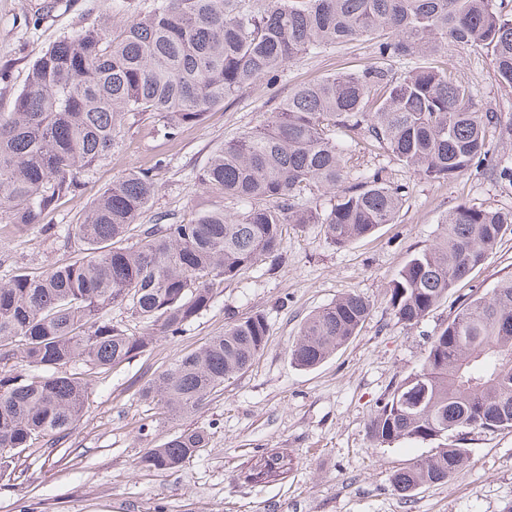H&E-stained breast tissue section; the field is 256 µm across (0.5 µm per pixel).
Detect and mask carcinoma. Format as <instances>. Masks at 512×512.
<instances>
[{"label": "carcinoma", "mask_w": 512, "mask_h": 512, "mask_svg": "<svg viewBox=\"0 0 512 512\" xmlns=\"http://www.w3.org/2000/svg\"><path fill=\"white\" fill-rule=\"evenodd\" d=\"M105 0L126 16L117 30L81 28L34 61L13 111L0 114V208L19 236L37 228L80 256L46 271L16 266L0 281V479L16 454L74 428L87 395L67 366L107 371L143 353L156 336H176L224 287L283 246L289 224H319L344 247L393 221L401 189L378 169L345 184L349 146L336 127L362 131L420 177L448 181L486 159L484 112L448 69L420 66L397 78L386 62L425 56L454 40L491 52L499 84L512 89V16L496 0ZM368 38L378 62L298 85L262 125L216 149L198 175L221 204L169 224H140L159 191L151 170L129 171L79 213L44 224L77 196L83 178L144 117L167 138L261 80H277L301 54ZM317 190L330 205H308ZM443 236L416 252L390 285L398 322L414 325L457 282L482 266L512 212L468 202L442 219ZM123 305L145 336L112 324ZM370 311L355 293L314 311L290 347L292 363L319 366L356 336ZM269 326L255 313L198 351L177 358L141 392L158 414L190 413L246 371ZM39 371L17 370L15 361ZM512 429V275L469 296L432 338L420 369L398 382L370 420L377 445L438 443L436 452L394 475L406 500L448 481L468 462L467 434ZM187 429L147 451L148 470L180 468L208 444ZM270 454L245 473L263 482L284 473Z\"/></svg>", "instance_id": "cac0c4a2"}]
</instances>
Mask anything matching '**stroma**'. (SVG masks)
<instances>
[{
    "mask_svg": "<svg viewBox=\"0 0 512 512\" xmlns=\"http://www.w3.org/2000/svg\"><path fill=\"white\" fill-rule=\"evenodd\" d=\"M0 0V113L12 111L35 57L57 38L101 19L103 0ZM375 60L374 45L357 41L304 54L275 84L243 89L185 127L173 139L146 120L121 130L110 155L84 179L80 195L46 214L48 224L73 223L124 170L153 169L159 192L142 217L181 219L203 201L196 179L212 151L259 126L297 84L333 72H356ZM435 62L467 85L482 110L499 121L487 130L490 152L481 166L450 181L430 182L390 153L359 139L348 163L350 178L383 169L405 189L394 221L346 247L330 246L321 225L288 228L278 257L258 262L226 282L211 307L183 333L159 337L130 361L100 373L70 365L87 385L76 427L51 444L25 449L10 476L0 479V512H512V429L472 430L469 461L441 484L404 501L395 473L434 454L432 442L377 446L368 422L390 388L421 366L433 336L475 291L512 275V227L483 266L462 280L418 324L397 322L388 286L412 254L439 237L442 218L469 202L512 211V90L501 87L489 51L449 42ZM73 249L38 231L15 237L8 209H0V277L16 265L41 271L71 260ZM370 303L358 335L321 366H293L288 349L305 318L343 294ZM269 324L263 351L243 373L225 381L187 415L155 418L140 392L175 359L204 346L225 326L252 313ZM201 427L210 441L176 471L140 468L148 450L186 428ZM283 455L284 474L265 483L245 482L260 456Z\"/></svg>",
    "mask_w": 512,
    "mask_h": 512,
    "instance_id": "stroma-1",
    "label": "stroma"
}]
</instances>
